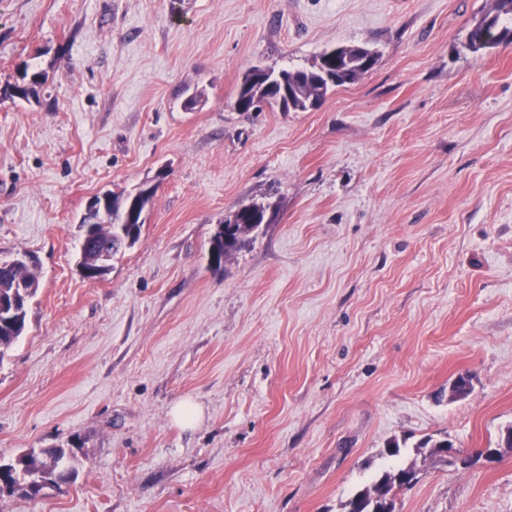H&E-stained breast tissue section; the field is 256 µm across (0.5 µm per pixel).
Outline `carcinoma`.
Here are the masks:
<instances>
[{"mask_svg": "<svg viewBox=\"0 0 512 512\" xmlns=\"http://www.w3.org/2000/svg\"><path fill=\"white\" fill-rule=\"evenodd\" d=\"M501 45H512V0H495L494 8L475 19L468 33V48L485 52ZM358 48L344 50L339 58L329 59L320 55L309 69L254 70L245 75L235 108L240 112L260 111L263 106L280 112H297L319 106L327 93L346 82H355L363 74L356 64ZM43 75L23 71L20 81L11 86V95L27 99L37 94ZM155 187L141 188V195L131 200V194L105 193L98 208H87L80 219V228L91 226L93 246L80 245L79 266L90 268L89 259L97 250H104L114 257L123 249L133 247L140 239L143 225L136 224L132 231L124 232V215L129 205L145 212L154 195ZM276 218L263 202L243 205L225 216L211 240L210 260L221 263L249 243L261 225ZM38 289L35 266L25 262L0 260V358L17 342L27 328L30 299ZM76 455L70 448L56 446L31 449L26 452L25 467L29 476L45 483H64L76 474ZM419 481V470L413 466L396 471H384L372 482L355 493L344 504V512H395V498L404 487Z\"/></svg>", "mask_w": 512, "mask_h": 512, "instance_id": "cac0c4a2", "label": "carcinoma"}]
</instances>
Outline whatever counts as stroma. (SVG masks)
Wrapping results in <instances>:
<instances>
[{
    "label": "stroma",
    "mask_w": 512,
    "mask_h": 512,
    "mask_svg": "<svg viewBox=\"0 0 512 512\" xmlns=\"http://www.w3.org/2000/svg\"><path fill=\"white\" fill-rule=\"evenodd\" d=\"M491 4L0 0V259L39 273L0 456L79 459L0 512H343L393 440L420 470L396 512H512V46H467ZM340 46L377 63L318 108L236 110L251 67ZM144 184L139 241L84 279L88 200ZM254 201L276 221L213 267ZM427 438L494 457L447 466ZM43 75L38 72L28 73L27 69L23 70L20 74V82L13 84L11 95L18 98L28 99L35 97L37 94V87L42 83ZM75 462L76 455L72 448L62 446L42 448L38 452L31 449L25 456V467L29 476L52 484L70 481L76 474ZM60 471L62 474L59 481H55ZM64 472H67V475Z\"/></svg>",
    "instance_id": "1"
}]
</instances>
